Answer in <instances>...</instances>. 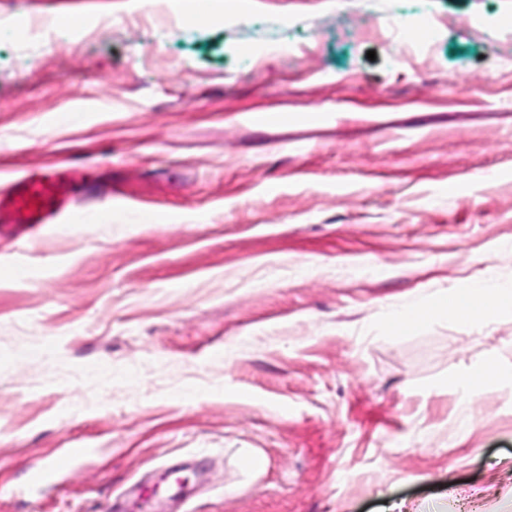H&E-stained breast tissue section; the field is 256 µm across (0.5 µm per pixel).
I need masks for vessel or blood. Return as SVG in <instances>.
Masks as SVG:
<instances>
[{
    "label": "vessel or blood",
    "mask_w": 512,
    "mask_h": 512,
    "mask_svg": "<svg viewBox=\"0 0 512 512\" xmlns=\"http://www.w3.org/2000/svg\"><path fill=\"white\" fill-rule=\"evenodd\" d=\"M76 172L68 166H53L24 173L0 188V225L23 230L37 238L43 225L60 224L74 214L76 199L73 184ZM85 454L71 448L33 474L37 483L53 480L58 473L74 465Z\"/></svg>",
    "instance_id": "vessel-or-blood-1"
}]
</instances>
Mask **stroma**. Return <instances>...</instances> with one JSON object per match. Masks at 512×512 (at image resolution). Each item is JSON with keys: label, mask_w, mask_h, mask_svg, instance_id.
<instances>
[{"label": "stroma", "mask_w": 512, "mask_h": 512, "mask_svg": "<svg viewBox=\"0 0 512 512\" xmlns=\"http://www.w3.org/2000/svg\"><path fill=\"white\" fill-rule=\"evenodd\" d=\"M127 2L0 0L82 30L0 41V185L63 162L156 209L0 235V512H512V308L380 328L512 286V0H370L454 23L410 52L346 0ZM352 5L347 11V33L356 39L366 33L372 26V13L365 0L351 1ZM507 288V289H506ZM454 296L465 298L468 305L452 302ZM511 286L504 287L491 281L470 285L465 289H454L439 299L420 303L411 311L392 313L383 325L386 332L404 331L418 322H426L437 317L451 320L465 319L471 322L484 320L490 311L511 306ZM506 376V372L498 362L493 357H488L472 370L464 380L460 381V385L466 388L470 393L477 394L491 382L505 378ZM85 453V448H69L66 454L57 456L52 462L35 471L33 481L45 483L53 480L58 473L74 465Z\"/></svg>", "instance_id": "stroma-1"}]
</instances>
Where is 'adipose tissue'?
<instances>
[{
    "instance_id": "adipose-tissue-1",
    "label": "adipose tissue",
    "mask_w": 512,
    "mask_h": 512,
    "mask_svg": "<svg viewBox=\"0 0 512 512\" xmlns=\"http://www.w3.org/2000/svg\"><path fill=\"white\" fill-rule=\"evenodd\" d=\"M459 295L464 299L460 305L454 303V296L448 293L435 301L419 304L413 310L392 313L383 328L392 333L438 317L475 322L485 319L491 311L512 305V290L491 281L471 285Z\"/></svg>"
}]
</instances>
